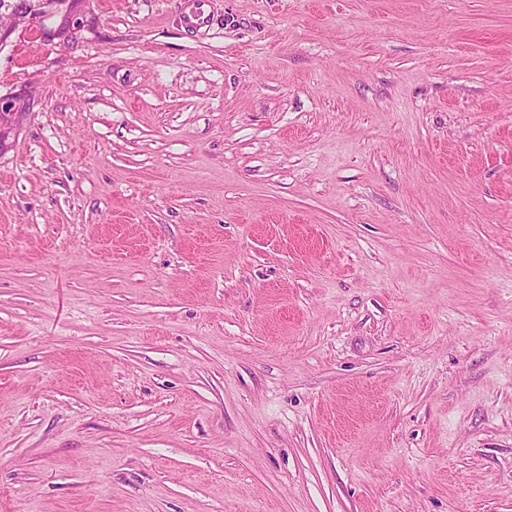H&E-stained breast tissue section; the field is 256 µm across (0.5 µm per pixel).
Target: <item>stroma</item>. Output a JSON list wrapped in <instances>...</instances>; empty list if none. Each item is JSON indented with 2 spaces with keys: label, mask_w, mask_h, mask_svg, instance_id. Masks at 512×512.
Instances as JSON below:
<instances>
[{
  "label": "stroma",
  "mask_w": 512,
  "mask_h": 512,
  "mask_svg": "<svg viewBox=\"0 0 512 512\" xmlns=\"http://www.w3.org/2000/svg\"><path fill=\"white\" fill-rule=\"evenodd\" d=\"M182 2L0 43V512H512V0Z\"/></svg>",
  "instance_id": "35a3bbf8"
}]
</instances>
